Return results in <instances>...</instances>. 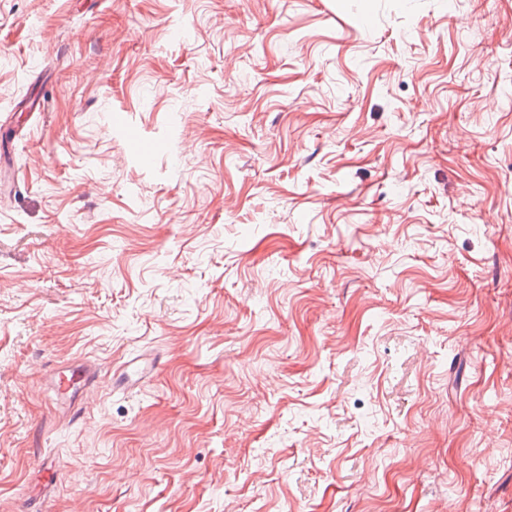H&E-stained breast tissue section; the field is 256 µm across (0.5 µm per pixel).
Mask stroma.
Returning a JSON list of instances; mask_svg holds the SVG:
<instances>
[{"label":"stroma","mask_w":512,"mask_h":512,"mask_svg":"<svg viewBox=\"0 0 512 512\" xmlns=\"http://www.w3.org/2000/svg\"><path fill=\"white\" fill-rule=\"evenodd\" d=\"M31 498L512 512V0H0V512ZM99 373L98 366L92 363L81 364L72 370H63L55 378L57 393L68 398L70 405L74 406L81 390L84 395L93 390Z\"/></svg>","instance_id":"1"}]
</instances>
